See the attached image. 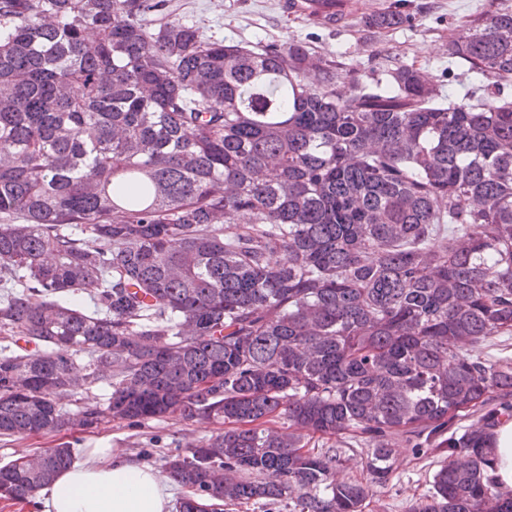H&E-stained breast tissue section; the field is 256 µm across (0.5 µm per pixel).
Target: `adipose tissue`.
Segmentation results:
<instances>
[{
	"label": "adipose tissue",
	"instance_id": "obj_1",
	"mask_svg": "<svg viewBox=\"0 0 512 512\" xmlns=\"http://www.w3.org/2000/svg\"><path fill=\"white\" fill-rule=\"evenodd\" d=\"M491 472L512 490V421L490 440ZM171 486L158 470L118 448H95L58 473L44 496L43 512H171Z\"/></svg>",
	"mask_w": 512,
	"mask_h": 512
}]
</instances>
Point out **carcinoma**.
I'll use <instances>...</instances> for the list:
<instances>
[{
  "label": "carcinoma",
  "instance_id": "carcinoma-1",
  "mask_svg": "<svg viewBox=\"0 0 512 512\" xmlns=\"http://www.w3.org/2000/svg\"><path fill=\"white\" fill-rule=\"evenodd\" d=\"M156 7L0 0V435L226 424L165 457L179 512H363L417 438L442 460L405 512H512L488 445L512 358L481 352L512 335V10L448 46L456 104L412 66L366 84L303 41L155 27ZM74 457L18 458L0 486L31 503Z\"/></svg>",
  "mask_w": 512,
  "mask_h": 512
}]
</instances>
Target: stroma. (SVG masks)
Segmentation results:
<instances>
[{"mask_svg":"<svg viewBox=\"0 0 512 512\" xmlns=\"http://www.w3.org/2000/svg\"><path fill=\"white\" fill-rule=\"evenodd\" d=\"M380 7L398 6L407 22L388 31L366 27L357 14L336 28L289 14L286 0H164L158 14L165 21H180L198 28L201 36L227 44L255 47L268 42L288 45L310 43L319 54L340 56L366 82L385 79L401 64L425 72L440 92H452L463 103L464 77L448 57V42L470 15L512 7V0H378ZM220 423L200 424L176 418H152L131 424L114 421L96 429H68L46 436H0V466L46 448L67 443L77 456L91 448H120L127 454L161 468L168 454L185 452L190 445L223 431ZM441 456L430 448L400 443L387 486L376 489L364 512H403L409 500L426 494L429 479Z\"/></svg>","mask_w":512,"mask_h":512,"instance_id":"stroma-1","label":"stroma"}]
</instances>
